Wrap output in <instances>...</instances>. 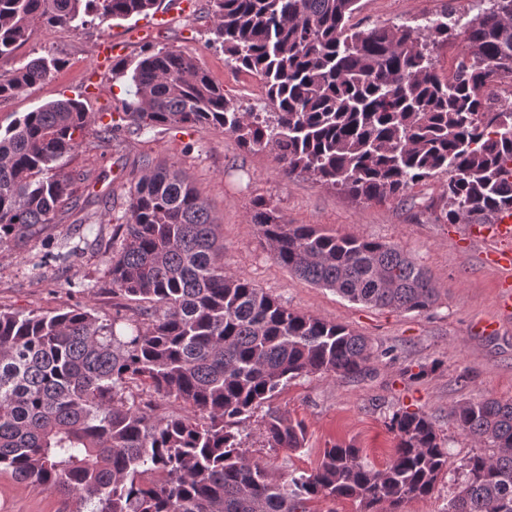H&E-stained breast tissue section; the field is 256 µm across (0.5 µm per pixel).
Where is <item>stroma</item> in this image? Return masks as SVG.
I'll return each mask as SVG.
<instances>
[{"label":"stroma","instance_id":"obj_1","mask_svg":"<svg viewBox=\"0 0 512 512\" xmlns=\"http://www.w3.org/2000/svg\"><path fill=\"white\" fill-rule=\"evenodd\" d=\"M170 26L154 33L150 43L133 38L144 17L88 25L43 29L0 58V73L26 59L47 54L62 68L45 82L18 96L0 99V126L46 103L82 99L89 112L121 111L124 80L103 73L98 92L83 97L85 73L93 64V47L103 36L126 40L128 57L144 46L171 49L192 57L227 98L245 107H262L255 93L258 77L227 62L211 41L209 0H191ZM477 0H359L352 22L358 29L427 24L454 12L472 18ZM175 165L208 204L219 224L225 274L246 277L258 288L295 311L327 322L348 325L371 339L379 359L360 380L314 374L288 382L267 404L238 426L248 456L290 478L312 473L323 451L337 443H353L382 468L396 443L387 422L399 409L425 413L452 453L449 472L434 493L405 502L401 512H444L457 489L460 466L478 449L461 436L450 416L466 401L494 398L512 401V315L501 314L496 296L505 274L485 260L500 241L489 224H451L442 211L448 181L439 175L408 190L404 200L356 202L307 174L285 176L273 154L253 152L219 130L162 127L139 134L118 130L112 142L86 136L70 166L89 179L77 191V207L61 209L21 247L0 248V309L45 314L89 305L103 320L135 318L136 303L113 298L101 285L112 258V222L128 207V188L142 157ZM271 199L286 222L311 224L330 232L397 244L426 267L439 290V300L423 313L390 311L349 302L336 292L312 285L277 263L251 221L254 199ZM80 225V257L66 270L50 261L57 241L72 225ZM494 330H485V323ZM428 367L419 376L420 367ZM470 379H462L463 370ZM303 422V447L272 448L266 441L267 411ZM73 499L17 480L0 470V512H75Z\"/></svg>","mask_w":512,"mask_h":512}]
</instances>
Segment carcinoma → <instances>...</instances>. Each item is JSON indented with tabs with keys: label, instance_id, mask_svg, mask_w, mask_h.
I'll return each instance as SVG.
<instances>
[{
	"label": "carcinoma",
	"instance_id": "1",
	"mask_svg": "<svg viewBox=\"0 0 512 512\" xmlns=\"http://www.w3.org/2000/svg\"><path fill=\"white\" fill-rule=\"evenodd\" d=\"M158 0H0V56L40 29L148 15ZM213 42L260 77L264 111L243 109L195 60L147 50L112 67L127 78L123 116L143 132L185 125L222 129L246 149L270 151L287 176L307 173L356 200H403L424 179L449 174L450 224H486L512 212V110L483 92L512 80V0H479L464 22L423 27L350 24L359 0H210ZM463 39L448 76L433 52ZM61 61L33 58L0 73V98L48 80ZM103 123L75 99L58 100L0 128V246H20L53 223L87 180L65 170ZM252 223L273 258L353 303L422 313L437 299L423 267L397 245L289 224L253 202ZM216 217L176 170L145 156L131 181L125 221L112 226L101 289L144 303L125 335L91 309L46 314L0 310V469L76 499V512H309L317 497L360 512H399L429 497L451 465L424 414L398 410L392 461L373 467L353 444L324 449L319 467L286 481L250 458L233 431L289 381L312 373L362 379L375 352L346 325L301 314L224 275ZM59 243L55 261L80 256ZM143 387L188 406L161 414L129 393ZM459 433L483 450L461 465L446 512H512V402L456 405ZM271 448H300L305 426L274 411Z\"/></svg>",
	"mask_w": 512,
	"mask_h": 512
}]
</instances>
